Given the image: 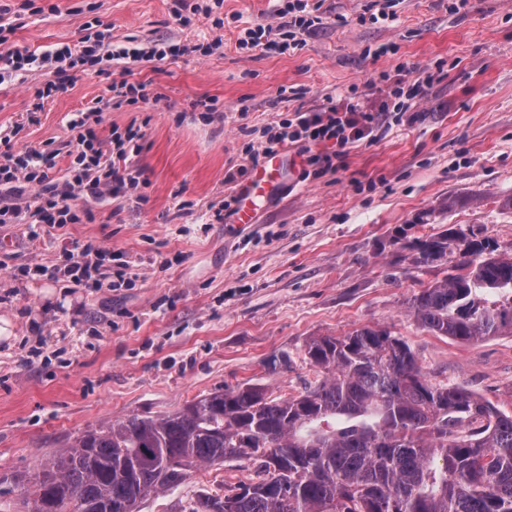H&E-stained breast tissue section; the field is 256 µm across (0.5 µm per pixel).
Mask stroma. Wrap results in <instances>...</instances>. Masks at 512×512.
<instances>
[{
	"label": "stroma",
	"mask_w": 512,
	"mask_h": 512,
	"mask_svg": "<svg viewBox=\"0 0 512 512\" xmlns=\"http://www.w3.org/2000/svg\"><path fill=\"white\" fill-rule=\"evenodd\" d=\"M0 0L15 14V45L40 53L77 43L85 22L101 21L114 43L159 40L198 52L150 61L122 74L113 62L77 71L49 99L36 125L22 126L35 87L0 84V136L19 149L59 148L55 172L69 174L73 134L65 116L105 100L104 123L143 132L129 161L140 169L124 193L76 198L82 223L31 240L0 227V512H31L40 463L82 431L130 415H163L224 386L250 382L274 397L318 384L313 337L380 325L415 351L432 382L458 385L512 414V332L472 342L437 336L411 315L415 290L442 280L420 267L396 237L473 229L512 246V0H394L390 24L360 23L373 0H325L326 20L289 55L239 49L242 31L274 23L273 0H223L183 22L173 0ZM55 12H48V5ZM435 73L413 107L416 122L379 130L352 148L342 167L303 178L308 167L286 146L291 176L255 223L216 220L246 164L288 111L328 98L380 103L371 83L410 84ZM145 84L148 100L113 103L109 86ZM426 223H419V216ZM94 241L122 252L134 285L93 292L24 267L54 268L56 241ZM35 351L32 365L21 353ZM287 368L268 370L271 355ZM247 461L193 469L177 490L149 497L141 512H181L197 492L249 478Z\"/></svg>",
	"instance_id": "obj_1"
}]
</instances>
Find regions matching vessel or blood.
I'll list each match as a JSON object with an SVG mask.
<instances>
[{
  "label": "vessel or blood",
  "instance_id": "obj_1",
  "mask_svg": "<svg viewBox=\"0 0 512 512\" xmlns=\"http://www.w3.org/2000/svg\"><path fill=\"white\" fill-rule=\"evenodd\" d=\"M290 161L288 156L276 153L263 158L252 169L249 178L235 188V221L254 223L265 203L285 184Z\"/></svg>",
  "mask_w": 512,
  "mask_h": 512
}]
</instances>
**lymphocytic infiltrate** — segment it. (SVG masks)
Returning a JSON list of instances; mask_svg holds the SVG:
<instances>
[{"instance_id": "f902f5d3", "label": "lymphocytic infiltrate", "mask_w": 512, "mask_h": 512, "mask_svg": "<svg viewBox=\"0 0 512 512\" xmlns=\"http://www.w3.org/2000/svg\"><path fill=\"white\" fill-rule=\"evenodd\" d=\"M324 0H277L274 7L276 25L254 24L245 28L239 40L240 49L279 55L290 54L303 44L302 37L322 26ZM85 35L80 46L63 45L40 54L12 46L11 23L0 16V83L7 80L25 81L36 70L52 71L54 77L36 88L26 114L29 124L39 121L46 99L68 91L71 70L86 69L102 61H120L131 68L151 60H162L189 53L188 45L169 41L156 43L150 49L126 48L112 43L108 33L85 23ZM435 74L425 71L408 86L387 87L386 99L371 108L358 102H336L321 111L295 109L280 123L279 132L271 135L258 149H248V165L239 166L237 176H244L249 165L264 156L276 153L284 145L300 141L322 146V153L313 155L310 163L318 172L335 170L356 143L372 136L383 127L392 111L408 112L409 102L422 99L435 81ZM103 120L101 107L74 112L67 117V126L75 131L74 159L71 177L60 180L53 171L58 150H15L10 137H0V224L24 228L29 239L40 238L48 229L81 223L82 218L72 205L74 198L97 199L104 194H119L137 177L126 164L128 144L138 140L134 127L125 130L110 128L100 136L98 127ZM65 264L55 267L51 275L99 291L112 282L134 281L132 265L124 263L113 277L102 276L100 269L111 259L109 248L74 240L61 242Z\"/></svg>"}]
</instances>
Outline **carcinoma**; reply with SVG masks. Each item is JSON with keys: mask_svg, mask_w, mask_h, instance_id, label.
Listing matches in <instances>:
<instances>
[{"mask_svg": "<svg viewBox=\"0 0 512 512\" xmlns=\"http://www.w3.org/2000/svg\"><path fill=\"white\" fill-rule=\"evenodd\" d=\"M406 246L419 267L456 270L412 296L422 328L461 341L512 330V252L462 228ZM490 291L505 300L480 303ZM305 354L328 377L297 395L226 386L74 437L42 463L34 512H141L191 469L239 459L251 477L182 512H512V414L433 383L386 328L314 337Z\"/></svg>", "mask_w": 512, "mask_h": 512, "instance_id": "carcinoma-1", "label": "carcinoma"}]
</instances>
